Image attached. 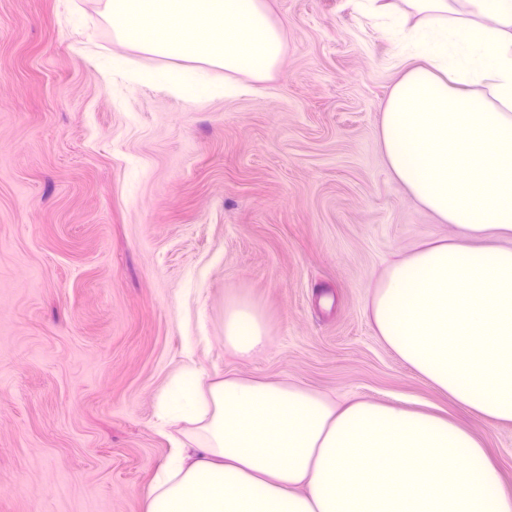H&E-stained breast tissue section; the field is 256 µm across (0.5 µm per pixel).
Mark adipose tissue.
<instances>
[{"mask_svg": "<svg viewBox=\"0 0 512 512\" xmlns=\"http://www.w3.org/2000/svg\"><path fill=\"white\" fill-rule=\"evenodd\" d=\"M395 28L399 75L379 139L393 179L447 240L394 262L372 295L381 341L440 392L512 422V0H362ZM257 309L224 345L262 350ZM185 367L162 417L186 424L145 512H512L482 443L440 414Z\"/></svg>", "mask_w": 512, "mask_h": 512, "instance_id": "obj_1", "label": "adipose tissue"}]
</instances>
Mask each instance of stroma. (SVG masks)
Here are the masks:
<instances>
[{
  "label": "stroma",
  "instance_id": "35a3bbf8",
  "mask_svg": "<svg viewBox=\"0 0 512 512\" xmlns=\"http://www.w3.org/2000/svg\"><path fill=\"white\" fill-rule=\"evenodd\" d=\"M269 79L190 105L103 76L157 58L106 0H0V512H145L188 362L465 423L512 494V422L468 416L380 340L374 285L452 237L393 180L378 138L398 48L354 0H268ZM251 303L268 346L224 345Z\"/></svg>",
  "mask_w": 512,
  "mask_h": 512
}]
</instances>
